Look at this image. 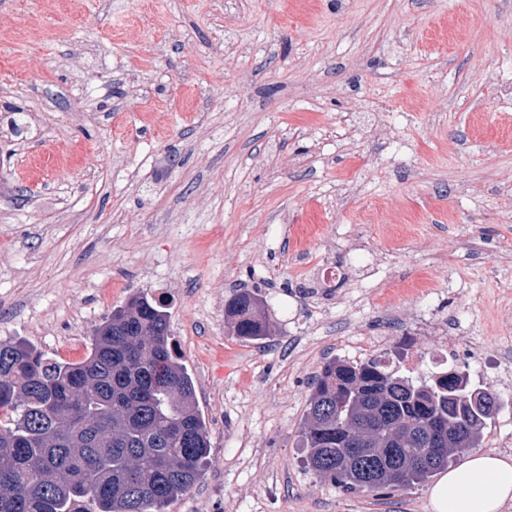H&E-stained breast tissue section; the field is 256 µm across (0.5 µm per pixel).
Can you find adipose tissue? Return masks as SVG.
Masks as SVG:
<instances>
[{
  "label": "adipose tissue",
  "instance_id": "ef3b65f1",
  "mask_svg": "<svg viewBox=\"0 0 512 512\" xmlns=\"http://www.w3.org/2000/svg\"><path fill=\"white\" fill-rule=\"evenodd\" d=\"M512 503V457L474 453L430 490L433 512H503Z\"/></svg>",
  "mask_w": 512,
  "mask_h": 512
}]
</instances>
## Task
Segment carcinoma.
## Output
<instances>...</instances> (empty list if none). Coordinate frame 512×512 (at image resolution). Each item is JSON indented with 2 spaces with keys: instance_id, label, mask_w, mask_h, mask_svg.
<instances>
[{
  "instance_id": "carcinoma-1",
  "label": "carcinoma",
  "mask_w": 512,
  "mask_h": 512,
  "mask_svg": "<svg viewBox=\"0 0 512 512\" xmlns=\"http://www.w3.org/2000/svg\"><path fill=\"white\" fill-rule=\"evenodd\" d=\"M237 336L275 334L264 301L236 293ZM459 399L448 400V390ZM461 370L417 385L390 355L334 359L311 382L300 429L310 471L349 492L427 481L480 443L495 412L472 409ZM210 438L193 379L171 346L166 311L145 292L95 328L81 361L0 341V512H165L199 481ZM95 485L91 493L86 481Z\"/></svg>"
}]
</instances>
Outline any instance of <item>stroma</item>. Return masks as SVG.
Masks as SVG:
<instances>
[{
	"label": "stroma",
	"instance_id": "35a3bbf8",
	"mask_svg": "<svg viewBox=\"0 0 512 512\" xmlns=\"http://www.w3.org/2000/svg\"><path fill=\"white\" fill-rule=\"evenodd\" d=\"M508 84L512 0H0V340L78 361L147 291L211 440L168 512H432L321 482L299 432L323 364L423 307L413 381L450 352L506 387ZM225 316L236 336L263 340L274 336L275 330L265 315L264 301L248 289L236 293L225 306Z\"/></svg>",
	"mask_w": 512,
	"mask_h": 512
}]
</instances>
